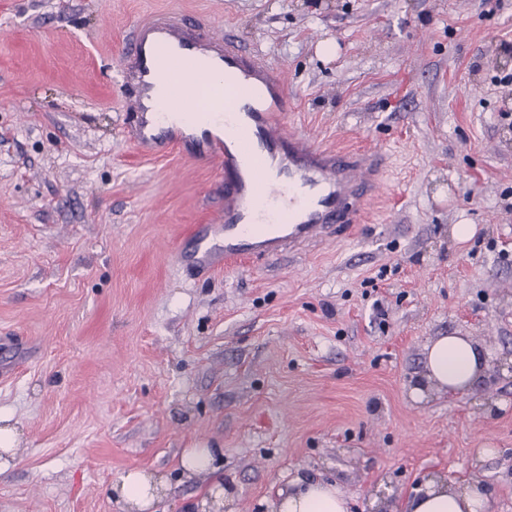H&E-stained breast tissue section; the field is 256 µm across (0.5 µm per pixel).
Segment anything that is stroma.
<instances>
[{"label": "stroma", "instance_id": "35a3bbf8", "mask_svg": "<svg viewBox=\"0 0 512 512\" xmlns=\"http://www.w3.org/2000/svg\"><path fill=\"white\" fill-rule=\"evenodd\" d=\"M161 10L280 69L289 130L387 154L356 236L205 274L178 255L224 182L127 137L118 65ZM507 74L512 0H0V512H119L135 469L187 512L209 487L190 448L216 449L233 512L297 478L400 512L435 473L512 512V373L409 394L437 336L512 361ZM11 418L0 412V474H3L11 466L15 451L19 444V435L17 429L9 424ZM1 423L4 426H1ZM1 452L8 457L1 455Z\"/></svg>", "mask_w": 512, "mask_h": 512}]
</instances>
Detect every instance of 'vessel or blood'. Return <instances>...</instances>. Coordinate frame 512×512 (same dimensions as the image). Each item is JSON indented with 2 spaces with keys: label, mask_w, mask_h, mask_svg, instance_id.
<instances>
[{
  "label": "vessel or blood",
  "mask_w": 512,
  "mask_h": 512,
  "mask_svg": "<svg viewBox=\"0 0 512 512\" xmlns=\"http://www.w3.org/2000/svg\"><path fill=\"white\" fill-rule=\"evenodd\" d=\"M217 72L236 95L212 105L206 123L179 122L160 109L156 91L169 74L185 89L178 103L185 115L192 110L190 90ZM118 74L130 93L129 129L140 153L188 145L194 158L224 175L223 211L191 236L199 268L292 253L346 237L364 222L387 155L323 148L288 132L285 78L235 36L197 30L177 12H158L135 24Z\"/></svg>",
  "instance_id": "b4317fda"
}]
</instances>
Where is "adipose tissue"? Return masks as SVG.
Returning a JSON list of instances; mask_svg holds the SVG:
<instances>
[{
  "label": "adipose tissue",
  "instance_id": "obj_1",
  "mask_svg": "<svg viewBox=\"0 0 512 512\" xmlns=\"http://www.w3.org/2000/svg\"><path fill=\"white\" fill-rule=\"evenodd\" d=\"M490 353L470 337L449 334L432 339L425 346L424 374L412 389L414 397L425 399L430 392L448 395L464 393L485 376ZM166 490L163 477L144 470L118 475L112 493L122 512H154ZM270 512H348L347 496L337 485L308 482L278 489ZM403 512H488V494L479 482L449 486L440 475L425 478Z\"/></svg>",
  "mask_w": 512,
  "mask_h": 512
}]
</instances>
